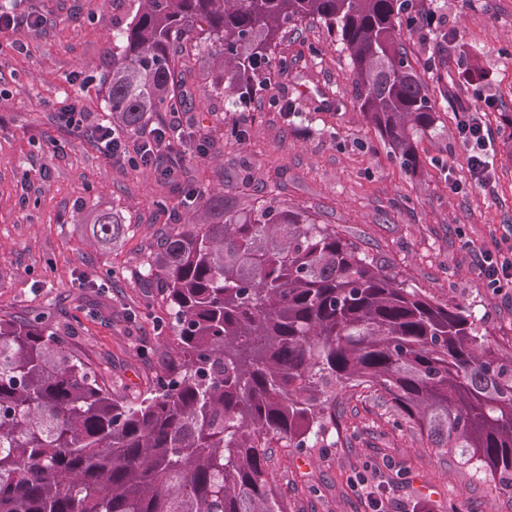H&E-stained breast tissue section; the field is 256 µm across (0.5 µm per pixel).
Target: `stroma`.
<instances>
[{"mask_svg":"<svg viewBox=\"0 0 512 512\" xmlns=\"http://www.w3.org/2000/svg\"><path fill=\"white\" fill-rule=\"evenodd\" d=\"M433 27L403 25L402 42L429 84L436 122L417 138L411 176L363 118L340 42L316 21L288 32L263 88L247 105L204 95L205 56L183 87L192 111L177 126L182 160L171 176L115 162L66 125L78 106L107 122L112 30L138 0H0L38 31L0 35V315H43L113 395L134 399L170 357L172 332L156 289L139 273L160 232L184 223L188 191L224 193L235 209L275 198L319 213L379 266L440 302L469 305L489 340L512 353V291L479 276L482 252L512 249V0H414ZM478 65L480 86L458 78ZM293 110L281 112L282 102ZM480 113L492 135L490 181L469 184L457 117ZM246 129L245 140L230 136ZM117 213L128 230L94 245L91 221ZM332 448L273 449L271 476L288 512H370V495L430 512H512V489L460 465L387 422L380 402L344 393ZM368 484H360V476Z\"/></svg>","mask_w":512,"mask_h":512,"instance_id":"stroma-1","label":"stroma"}]
</instances>
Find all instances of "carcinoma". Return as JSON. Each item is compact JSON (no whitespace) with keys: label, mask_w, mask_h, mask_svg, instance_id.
<instances>
[{"label":"carcinoma","mask_w":512,"mask_h":512,"mask_svg":"<svg viewBox=\"0 0 512 512\" xmlns=\"http://www.w3.org/2000/svg\"><path fill=\"white\" fill-rule=\"evenodd\" d=\"M409 0H140L112 32V122L137 133L179 112L176 61L217 47L208 85L244 103L288 27L337 33L360 112L401 168L435 118L401 40ZM143 279L159 288L173 354L149 396L123 400L40 315H0V512H288L270 448H334L336 399L361 388L433 447L512 485V354L470 307L408 288L330 224L274 199L236 210L191 197ZM101 213L92 235L121 237Z\"/></svg>","instance_id":"carcinoma-1"}]
</instances>
